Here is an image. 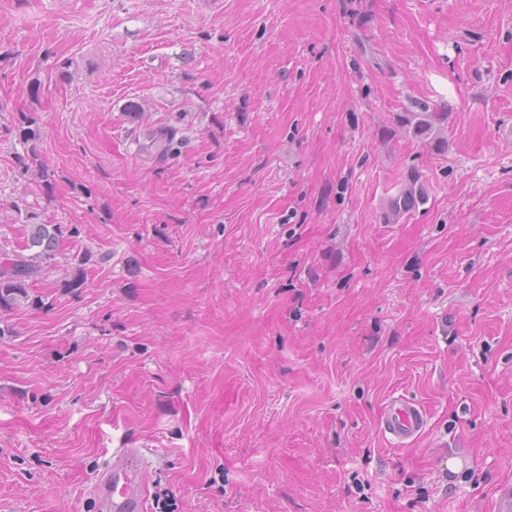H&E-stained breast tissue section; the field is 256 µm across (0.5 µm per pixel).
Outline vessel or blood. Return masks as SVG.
I'll return each instance as SVG.
<instances>
[{"label":"vessel or blood","mask_w":512,"mask_h":512,"mask_svg":"<svg viewBox=\"0 0 512 512\" xmlns=\"http://www.w3.org/2000/svg\"><path fill=\"white\" fill-rule=\"evenodd\" d=\"M427 425L424 406L406 396H391L381 408L379 429L395 446L404 447L419 439ZM145 464L143 449L113 451L95 485L101 512H147V492L142 481Z\"/></svg>","instance_id":"obj_1"}]
</instances>
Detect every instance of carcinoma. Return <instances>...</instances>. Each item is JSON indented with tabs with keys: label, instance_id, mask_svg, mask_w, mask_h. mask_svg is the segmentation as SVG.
Here are the masks:
<instances>
[{
	"label": "carcinoma",
	"instance_id": "1",
	"mask_svg": "<svg viewBox=\"0 0 512 512\" xmlns=\"http://www.w3.org/2000/svg\"><path fill=\"white\" fill-rule=\"evenodd\" d=\"M437 113L430 106L422 104L417 112H402L396 117V127L413 133L417 138H426L434 132ZM427 196L423 189L420 172L410 170L404 187L388 200L385 218L388 221L412 211L425 203ZM79 229L68 224H33L29 247L36 249L32 259L7 264L0 269V310H13L22 305L39 307L41 296L32 293L31 281L39 270L55 257L58 242L66 237H75ZM105 255L96 254L87 248L75 257L69 276L61 283L63 291L75 294L85 286V270L89 264L99 263Z\"/></svg>",
	"mask_w": 512,
	"mask_h": 512
}]
</instances>
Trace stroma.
<instances>
[{
    "label": "stroma",
    "mask_w": 512,
    "mask_h": 512,
    "mask_svg": "<svg viewBox=\"0 0 512 512\" xmlns=\"http://www.w3.org/2000/svg\"><path fill=\"white\" fill-rule=\"evenodd\" d=\"M419 103L443 151L395 130ZM33 224L79 234L0 311V512H100L117 448L173 512L512 487V0H0V258ZM394 394L429 416L406 448ZM426 199L421 174L412 167L404 187L388 200L385 218L388 221L395 220L416 209L420 204L423 205ZM105 259L103 254H94V252L87 248L82 253L77 255L74 259L73 266L69 276L61 283L60 288L64 292L75 294L85 286V270L89 264L100 263ZM423 405L404 395H393L383 404L379 429L384 438L397 447H405L419 439L428 425Z\"/></svg>",
    "instance_id": "obj_1"
}]
</instances>
